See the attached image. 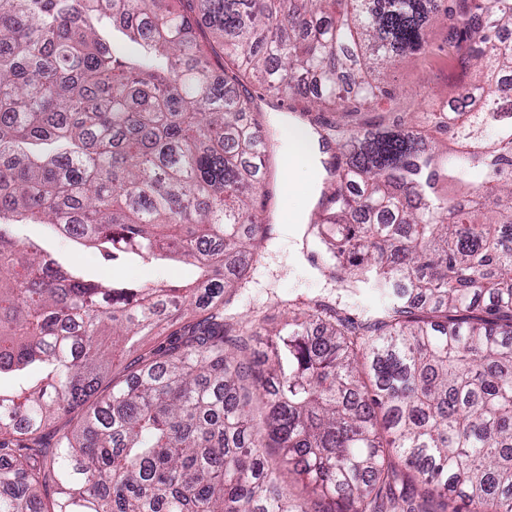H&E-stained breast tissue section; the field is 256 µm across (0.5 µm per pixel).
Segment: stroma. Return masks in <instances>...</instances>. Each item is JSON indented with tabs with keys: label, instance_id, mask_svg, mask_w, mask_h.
I'll list each match as a JSON object with an SVG mask.
<instances>
[{
	"label": "stroma",
	"instance_id": "obj_1",
	"mask_svg": "<svg viewBox=\"0 0 512 512\" xmlns=\"http://www.w3.org/2000/svg\"><path fill=\"white\" fill-rule=\"evenodd\" d=\"M472 79V72L463 70L449 58L448 22L439 20L430 28L426 48L407 56L400 64L394 82L395 97L383 100L375 110L362 112L354 121L353 127L357 130L363 129L365 124L379 122L385 115L395 119L408 113L427 111L432 104L447 102L456 88ZM309 106V100L305 97L293 101L289 106L277 100L271 104H262L259 112L255 114L271 155L272 198L269 208L272 232L264 243V264L250 270L248 291L234 302V311L243 315L261 307L268 293L272 291L291 299L306 300L319 294H327L329 289L338 285L336 271L328 269L323 263L310 261L307 254L296 252L295 241L284 225L288 215L303 205L306 186L301 183L291 190L285 183L284 139L276 118L285 115L291 122L302 124L303 119L299 112ZM18 233L20 237L40 243L62 265L77 267L92 278H114L138 283L161 278L187 285L197 277L195 267L180 262L170 261L160 268L140 262L111 265L95 249L63 237L52 236L41 224L19 225ZM198 317V312L190 310L182 315L180 321L162 323L159 328L137 337L131 351L125 352L121 361L110 366L101 378V392H108L113 383L124 379L126 365L136 356L166 342L180 323L192 322Z\"/></svg>",
	"mask_w": 512,
	"mask_h": 512
}]
</instances>
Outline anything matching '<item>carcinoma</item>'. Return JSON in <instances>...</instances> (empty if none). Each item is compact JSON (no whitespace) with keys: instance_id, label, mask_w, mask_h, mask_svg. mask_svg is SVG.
<instances>
[{"instance_id":"1","label":"carcinoma","mask_w":512,"mask_h":512,"mask_svg":"<svg viewBox=\"0 0 512 512\" xmlns=\"http://www.w3.org/2000/svg\"><path fill=\"white\" fill-rule=\"evenodd\" d=\"M441 14L480 74L427 113L457 148L312 122L321 252L343 291L388 302L273 296L281 327L239 317L270 231L247 84L291 99L312 79L318 109L367 110ZM105 18L137 53L99 37ZM509 28L512 0H3L0 375L34 379L0 389V512H512ZM24 221L199 274L87 280L14 239ZM185 307L204 317L97 396L104 363Z\"/></svg>"}]
</instances>
